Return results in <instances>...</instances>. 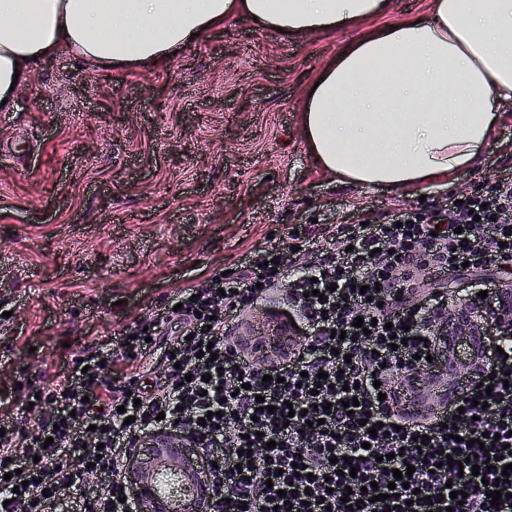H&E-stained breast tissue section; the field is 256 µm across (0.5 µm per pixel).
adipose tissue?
Listing matches in <instances>:
<instances>
[{
    "mask_svg": "<svg viewBox=\"0 0 512 512\" xmlns=\"http://www.w3.org/2000/svg\"><path fill=\"white\" fill-rule=\"evenodd\" d=\"M391 0H0V100L35 59L65 50L113 70L161 64L237 13L293 39L360 33L303 103L318 166L364 187L448 180L493 146L512 101V0H431L427 16L364 31Z\"/></svg>",
    "mask_w": 512,
    "mask_h": 512,
    "instance_id": "1",
    "label": "adipose tissue"
}]
</instances>
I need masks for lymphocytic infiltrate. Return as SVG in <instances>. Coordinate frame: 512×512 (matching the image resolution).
Returning a JSON list of instances; mask_svg holds the SVG:
<instances>
[{
  "mask_svg": "<svg viewBox=\"0 0 512 512\" xmlns=\"http://www.w3.org/2000/svg\"><path fill=\"white\" fill-rule=\"evenodd\" d=\"M295 247L308 262L292 261ZM490 266L512 270L511 172L437 213L365 208L321 242L299 225L28 386L17 411L31 421L0 419V512H132L121 464L160 427L213 461L212 512H512V335L491 332L487 375L442 415L404 411L397 382L438 353L448 277ZM273 293L306 334L267 363L241 351L234 326Z\"/></svg>",
  "mask_w": 512,
  "mask_h": 512,
  "instance_id": "lymphocytic-infiltrate-1",
  "label": "lymphocytic infiltrate"
}]
</instances>
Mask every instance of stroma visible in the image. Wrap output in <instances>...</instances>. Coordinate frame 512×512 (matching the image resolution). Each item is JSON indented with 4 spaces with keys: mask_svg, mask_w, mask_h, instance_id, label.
<instances>
[{
    "mask_svg": "<svg viewBox=\"0 0 512 512\" xmlns=\"http://www.w3.org/2000/svg\"><path fill=\"white\" fill-rule=\"evenodd\" d=\"M353 37L284 39L245 15L160 66L112 71L67 52L34 64L0 112V418L180 288L234 270L297 224H344L445 205L512 157V102L497 146L449 186L365 188L324 173L302 102Z\"/></svg>",
    "mask_w": 512,
    "mask_h": 512,
    "instance_id": "obj_1",
    "label": "stroma"
}]
</instances>
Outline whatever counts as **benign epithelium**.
Instances as JSON below:
<instances>
[{
  "label": "benign epithelium",
  "instance_id": "benign-epithelium-1",
  "mask_svg": "<svg viewBox=\"0 0 512 512\" xmlns=\"http://www.w3.org/2000/svg\"><path fill=\"white\" fill-rule=\"evenodd\" d=\"M512 288H496L489 299L467 297L448 306V317L435 330L440 348V374L424 367L411 375L406 398L423 401L462 398L459 382L481 376L490 355L485 341L489 326L512 333ZM185 436L177 431H151L133 451L127 481L135 512H209V475L200 460L185 452Z\"/></svg>",
  "mask_w": 512,
  "mask_h": 512
}]
</instances>
